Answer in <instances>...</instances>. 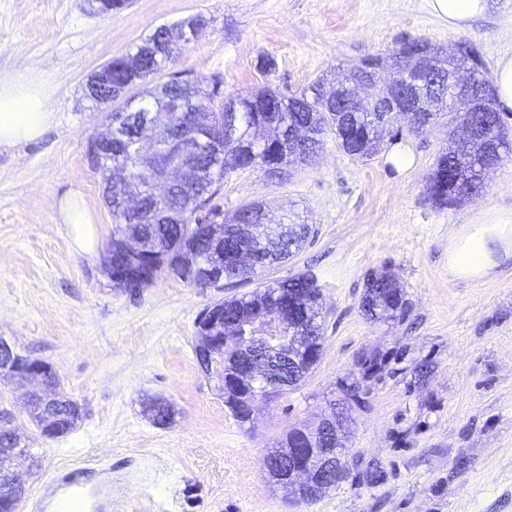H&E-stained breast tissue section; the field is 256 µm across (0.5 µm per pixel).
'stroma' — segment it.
Returning a JSON list of instances; mask_svg holds the SVG:
<instances>
[{
	"instance_id": "obj_1",
	"label": "stroma",
	"mask_w": 512,
	"mask_h": 512,
	"mask_svg": "<svg viewBox=\"0 0 512 512\" xmlns=\"http://www.w3.org/2000/svg\"><path fill=\"white\" fill-rule=\"evenodd\" d=\"M195 15L205 24L172 68L233 97L263 87L289 94L367 57L391 56L407 40L472 44L491 73L512 57V0H492L486 17L461 31L449 30L428 0H133L108 15L86 0H0V73L30 66L50 75L55 115L40 139L0 148V338L48 362L82 408L73 430L44 440L24 387L0 377V413L43 464L26 478L27 501L44 467L76 461L79 482L111 498L112 512H512V260L477 282L448 270L456 229L484 207H512V156L479 197L442 210L426 194L448 146L442 127L398 140L412 157L406 169L386 149L352 158L329 134L315 164L284 180L257 168L225 175L211 201L223 217L262 202L315 231L263 280L308 273L322 294L320 362L299 388L259 402L244 426L193 344L199 312L252 284L201 290L162 274L137 293L113 288L102 269L112 214L86 159L106 114L84 85L157 26ZM75 189L97 219L84 244L58 214ZM387 266L411 310L404 321L376 323L360 298L367 273ZM375 352L391 356L390 371L363 383L348 477L314 501L289 497L263 470V456L291 427L330 415L339 380ZM424 361L433 370L418 384L412 371ZM151 397L174 404L172 424L153 423ZM373 460L386 477L370 485L359 474ZM27 501L20 512H31Z\"/></svg>"
}]
</instances>
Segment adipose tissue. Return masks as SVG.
Instances as JSON below:
<instances>
[{"instance_id": "adipose-tissue-1", "label": "adipose tissue", "mask_w": 512, "mask_h": 512, "mask_svg": "<svg viewBox=\"0 0 512 512\" xmlns=\"http://www.w3.org/2000/svg\"><path fill=\"white\" fill-rule=\"evenodd\" d=\"M432 12L458 31L480 18L488 0H429ZM51 78L30 67L0 74V147L36 140L54 119ZM512 259V209L478 211L448 241V269L459 279L481 280L504 260Z\"/></svg>"}]
</instances>
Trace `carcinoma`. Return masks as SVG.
Here are the masks:
<instances>
[{"instance_id":"cac0c4a2","label":"carcinoma","mask_w":512,"mask_h":512,"mask_svg":"<svg viewBox=\"0 0 512 512\" xmlns=\"http://www.w3.org/2000/svg\"><path fill=\"white\" fill-rule=\"evenodd\" d=\"M177 48L167 46L163 28L158 27L149 35L136 52L112 59V83L135 82L146 87L148 101L165 106L177 103L182 114L197 112L206 108V103L215 102L219 90L206 92L200 82L178 80L175 73H167V80L154 82L176 56ZM322 84L317 81L306 89L286 96L263 89L252 98L238 99L236 112L237 136L233 141L222 140L224 133V109H219L221 119L208 131L198 133L193 145L199 154L196 167L186 172L185 189L165 193L154 191L149 178L157 175L169 162L180 156L184 141L175 136L166 151L142 161L130 159L128 147L132 137L137 135V123L121 114V102L112 103V124L116 131L112 134V161L131 162L132 185L146 187L143 211L134 223L117 212H112L115 229L112 243L118 244L128 235L138 236L147 241L159 242L157 249L148 259L152 266L147 268L145 277L131 279L124 289L144 288L153 283L165 271L168 253H185L193 262L207 263L215 270L224 266L223 279L231 284L249 283L258 277L266 267L288 259L289 255L307 243L310 228L306 224H263L257 212L244 205L229 219L224 220V240L214 241L207 233L206 225L215 223L213 214L197 215L203 204L201 195L215 194L221 186L224 174L231 170L259 168L266 170L273 166L285 167L299 164L301 155L317 154L322 145V136L332 133L337 144L358 158H369L381 148L385 138L393 135L397 120L389 119L380 123L382 114L378 112H345L341 126H336V117L331 115L330 106L321 92ZM425 117L438 123L448 118L447 124L452 135H457L463 123L470 124L479 132L473 140L471 153L459 159L448 152L437 158L434 168L426 177V191L432 205L438 209L452 208L477 195L483 184L479 181L481 168L489 155L490 145L494 144L501 153L512 150V144L504 138L502 112L490 105L486 112H473L468 116H456L443 104ZM307 126L314 134L309 144L300 146L293 142V131ZM251 225L254 228L251 246L255 252L254 264L248 269L237 266L235 255L238 242L236 228ZM270 235L285 236L281 249L272 250L263 244ZM320 289L314 280L305 274H295L288 278L267 284L240 297L225 298L213 304L210 316L214 322L205 328L197 329L194 349L210 347L214 353L212 371H223L224 406L241 423L249 422L244 411L241 393L233 381L241 372L240 353L230 343H221L223 336H235L250 323L254 312L271 304L278 306L288 302L303 309L304 317L297 323L296 334L309 336V345L321 346L323 339L319 305ZM360 309L368 319L375 322L402 321L409 312L406 293L394 272L386 268L371 273L366 279V289L360 300ZM388 365L387 357L373 353L359 357L356 363L361 380H342V391L361 388V381L372 376L380 377ZM316 366L314 362L301 360L298 369L281 366L280 381L287 389H293ZM59 399L58 422L49 429L39 426L43 438L53 440L76 425L80 417V406L71 397L56 392ZM148 412L153 423L166 426L173 422L176 411L172 404L164 400H154L148 404ZM0 448H18L24 456L37 457L28 444L12 439L11 434L0 425ZM22 496V491L12 485L6 475L0 476V502H14Z\"/></svg>"}]
</instances>
